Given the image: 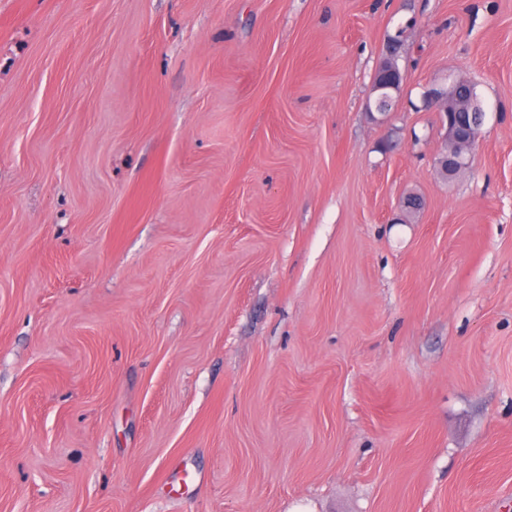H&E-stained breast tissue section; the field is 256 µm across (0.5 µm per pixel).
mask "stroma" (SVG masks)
Wrapping results in <instances>:
<instances>
[{
	"label": "stroma",
	"instance_id": "stroma-1",
	"mask_svg": "<svg viewBox=\"0 0 512 512\" xmlns=\"http://www.w3.org/2000/svg\"><path fill=\"white\" fill-rule=\"evenodd\" d=\"M0 512H512V0H0ZM396 64L392 58L387 59L374 77L373 93L378 94L372 100V106L382 116H387L392 111L395 101L392 92L398 93L403 81V75ZM458 90L459 83L457 79L448 75L445 83L430 90L428 98L430 106L437 108L439 111L443 110L447 123L448 141L453 144V147L439 159L438 163L442 171L448 176L469 167L470 153L489 114V112H486L480 98L474 95L470 102L473 113H477V121L473 126L461 124L459 115L465 112H457V109L452 106Z\"/></svg>",
	"mask_w": 512,
	"mask_h": 512
}]
</instances>
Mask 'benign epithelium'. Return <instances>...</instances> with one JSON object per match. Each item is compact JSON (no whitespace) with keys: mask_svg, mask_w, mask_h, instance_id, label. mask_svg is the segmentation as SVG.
I'll use <instances>...</instances> for the list:
<instances>
[{"mask_svg":"<svg viewBox=\"0 0 512 512\" xmlns=\"http://www.w3.org/2000/svg\"><path fill=\"white\" fill-rule=\"evenodd\" d=\"M402 81L403 75L391 58L387 59L377 70L373 83V91L377 92V96L372 100V106L380 115L386 116L392 111L394 107L393 94L400 91ZM458 90L457 79L450 75L445 83L430 90L428 98L430 106L443 112L447 123L448 141L453 144V147L439 159L440 168L450 176L469 167L470 153L480 129L488 117L483 102L474 95L470 102L473 112L477 113V121L472 126L461 124L459 112L452 106Z\"/></svg>","mask_w":512,"mask_h":512,"instance_id":"benign-epithelium-1","label":"benign epithelium"}]
</instances>
